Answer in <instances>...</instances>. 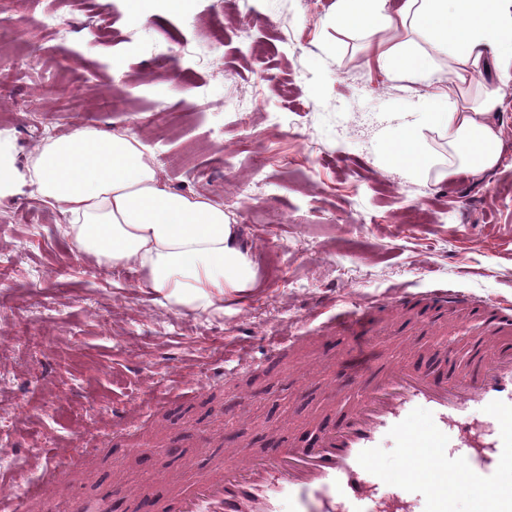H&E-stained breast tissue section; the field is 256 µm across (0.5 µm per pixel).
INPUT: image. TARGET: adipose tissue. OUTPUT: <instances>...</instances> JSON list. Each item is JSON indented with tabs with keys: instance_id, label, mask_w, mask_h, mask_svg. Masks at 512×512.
Wrapping results in <instances>:
<instances>
[{
	"instance_id": "obj_1",
	"label": "adipose tissue",
	"mask_w": 512,
	"mask_h": 512,
	"mask_svg": "<svg viewBox=\"0 0 512 512\" xmlns=\"http://www.w3.org/2000/svg\"><path fill=\"white\" fill-rule=\"evenodd\" d=\"M337 31L358 32L386 75L424 80L435 129L460 169L479 178L501 160L512 89V0H333ZM56 209L97 266L130 268L140 291L177 312L223 310L226 293L260 286L251 250L223 203L174 191L134 133L80 126L18 166L0 134V199L19 184Z\"/></svg>"
}]
</instances>
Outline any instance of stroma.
I'll return each mask as SVG.
<instances>
[{
	"label": "stroma",
	"mask_w": 512,
	"mask_h": 512,
	"mask_svg": "<svg viewBox=\"0 0 512 512\" xmlns=\"http://www.w3.org/2000/svg\"><path fill=\"white\" fill-rule=\"evenodd\" d=\"M136 2L0 0V132L21 165L80 125L134 132L174 190L223 202L263 286L220 314L178 313L133 270L95 267L29 187L0 200V497L36 482L29 463L49 449L76 460L28 512H132L187 460L207 469L335 417L356 343L322 329L332 316L363 314L382 359L409 364L489 334L478 314H436L433 289L512 307V92L499 165L443 178L427 85L370 65L365 39L330 23L332 0H150L146 24ZM49 12L66 37L37 27ZM412 122L436 162L414 176L386 151ZM403 290L414 303H389ZM289 332L303 343L230 374L234 351ZM150 390L177 398L125 429Z\"/></svg>",
	"instance_id": "35a3bbf8"
}]
</instances>
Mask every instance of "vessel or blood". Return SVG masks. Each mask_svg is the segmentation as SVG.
<instances>
[{
    "instance_id": "vessel-or-blood-1",
    "label": "vessel or blood",
    "mask_w": 512,
    "mask_h": 512,
    "mask_svg": "<svg viewBox=\"0 0 512 512\" xmlns=\"http://www.w3.org/2000/svg\"><path fill=\"white\" fill-rule=\"evenodd\" d=\"M442 308L494 316L491 336L436 364L411 368L379 360L372 344L337 372L346 402L336 422L311 447L275 444L262 454L225 459L217 472L196 477L155 500L153 512H412L407 491L433 482L424 512H455L456 499L474 490V512H512V314L500 301L474 303L439 289ZM487 422H469L471 408ZM390 436L410 450L401 474L373 466L374 451Z\"/></svg>"
}]
</instances>
